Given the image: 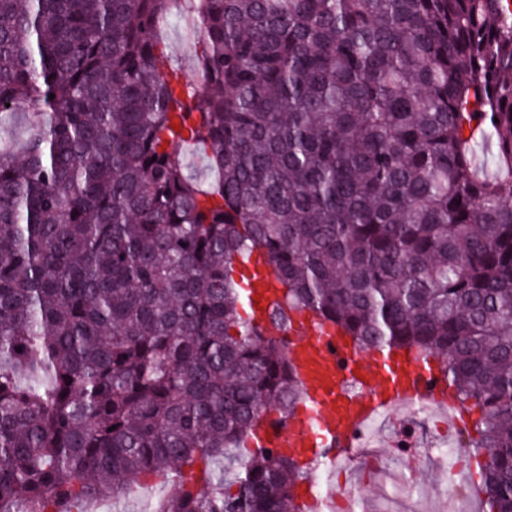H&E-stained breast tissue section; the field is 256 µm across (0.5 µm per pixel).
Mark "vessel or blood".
Instances as JSON below:
<instances>
[{"mask_svg":"<svg viewBox=\"0 0 512 512\" xmlns=\"http://www.w3.org/2000/svg\"><path fill=\"white\" fill-rule=\"evenodd\" d=\"M249 288L263 309L280 293L270 273L251 281ZM273 336L287 342L306 404L285 424L263 422L260 442L265 447L291 448L301 461L311 462L331 442L336 451L330 461L341 467L362 448L358 431L395 410L427 405L447 412L449 428L463 427L462 410L449 403L439 374L413 353L400 350L369 360L342 332L309 324Z\"/></svg>","mask_w":512,"mask_h":512,"instance_id":"1","label":"vessel or blood"}]
</instances>
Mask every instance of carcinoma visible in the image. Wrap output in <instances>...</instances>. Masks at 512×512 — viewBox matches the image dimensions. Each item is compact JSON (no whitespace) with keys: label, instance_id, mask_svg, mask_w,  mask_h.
Here are the masks:
<instances>
[{"label":"carcinoma","instance_id":"1","mask_svg":"<svg viewBox=\"0 0 512 512\" xmlns=\"http://www.w3.org/2000/svg\"><path fill=\"white\" fill-rule=\"evenodd\" d=\"M191 2L197 91L157 35L174 0H0V512L172 472L144 512H304L298 459L230 455L303 401L240 314L253 255L272 327L434 362L512 512V0ZM180 157L185 165L187 173L196 181L210 184L216 178V174L209 168L206 159L191 151L180 150ZM262 277L263 279L261 281L255 279L249 284L253 302L252 308L254 315L257 316L277 300L281 288L279 282L272 273H264ZM256 296L261 297V300H258L260 309L255 308Z\"/></svg>","mask_w":512,"mask_h":512}]
</instances>
